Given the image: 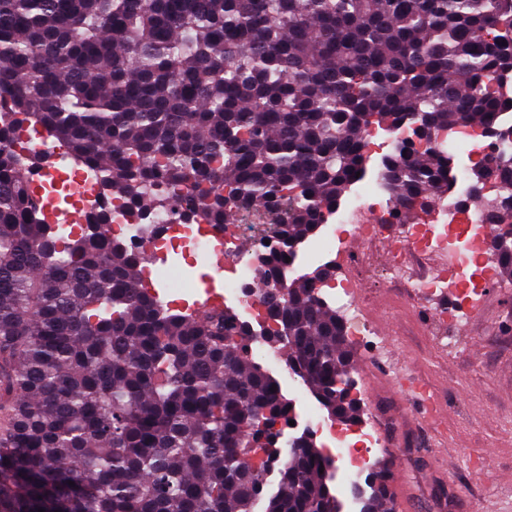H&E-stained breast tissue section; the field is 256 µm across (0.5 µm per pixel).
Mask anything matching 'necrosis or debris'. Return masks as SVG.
<instances>
[{
	"mask_svg": "<svg viewBox=\"0 0 512 512\" xmlns=\"http://www.w3.org/2000/svg\"><path fill=\"white\" fill-rule=\"evenodd\" d=\"M14 148L18 151L34 148L50 154L54 161L51 173L38 172L30 177L33 193L42 206L56 207L58 200L62 199L82 209L85 216L96 214L100 203L99 174L74 159L33 124L19 130ZM380 191V185L375 184L351 194L328 215L322 227L321 246L312 245L296 252L286 274L287 279H295L309 259L321 262L333 252H340L350 273L326 289L325 294L337 296L350 324V339L358 345L368 343L370 333L359 324L360 309L353 303L354 287L358 281L371 276L373 264L366 254L344 249L343 241L346 225L359 224L358 217L363 210H370L372 216L369 223L359 224L361 235L367 242L376 241L382 226L392 223V205L375 211L370 208L371 199L376 198ZM468 191L465 168H456L447 193L439 197L440 208L427 228L421 232L408 228L405 235L394 241L385 285L416 286L419 297L428 300L440 292L461 287L467 278L468 266L484 267L489 249L482 213L476 208L465 210L460 206ZM111 205L112 223L106 228L108 234L133 244H144L151 252H174L188 266H211L215 247L223 246L224 294L238 302V315L242 321L248 322L257 317L262 301V291L255 286L259 278L257 258L268 249V235L262 224H252V246L249 250L240 251L234 245L236 232L215 233L202 220L194 224L182 223L178 212L170 207L158 209L151 216L152 222L165 225V233L155 238H143L142 220L138 213L116 199ZM303 426L314 433H326V453L335 460L346 462V478L349 483H356L373 452L369 433L361 429L353 432L336 430L311 407L305 412Z\"/></svg>",
	"mask_w": 512,
	"mask_h": 512,
	"instance_id": "necrosis-or-debris-1",
	"label": "necrosis or debris"
}]
</instances>
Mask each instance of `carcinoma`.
Segmentation results:
<instances>
[{
    "mask_svg": "<svg viewBox=\"0 0 512 512\" xmlns=\"http://www.w3.org/2000/svg\"><path fill=\"white\" fill-rule=\"evenodd\" d=\"M506 74L512 0H0V512H343L313 434L280 445L293 405L251 343L360 421L345 318L315 292L332 271L283 289L285 257L367 172L373 127L407 134L379 173L400 224L448 191L449 134L512 143ZM25 123L102 176L76 235L41 217L28 173L49 161L12 149ZM470 179L512 284V153ZM181 193L183 223L221 233L288 209L258 257L259 328L164 307L147 250L106 234L111 199L146 216ZM386 478L372 467L360 512H393Z\"/></svg>",
    "mask_w": 512,
    "mask_h": 512,
    "instance_id": "obj_1",
    "label": "carcinoma"
}]
</instances>
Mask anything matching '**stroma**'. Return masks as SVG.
Wrapping results in <instances>:
<instances>
[{"mask_svg": "<svg viewBox=\"0 0 512 512\" xmlns=\"http://www.w3.org/2000/svg\"><path fill=\"white\" fill-rule=\"evenodd\" d=\"M158 298L193 303L213 288L209 269L186 268L154 281ZM361 319L376 346L357 349V361L371 365L368 378H355L361 423L381 448L371 462L397 468L414 501V512H512V284L489 281L469 300L435 298L436 309L461 311L454 340L438 319L426 331L410 332L419 300L395 298L393 289L362 282L355 296ZM414 386L427 385L456 433L455 459L444 468L432 460L434 432L419 428L422 411L402 372ZM397 444L396 457L382 445Z\"/></svg>", "mask_w": 512, "mask_h": 512, "instance_id": "obj_1", "label": "stroma"}]
</instances>
